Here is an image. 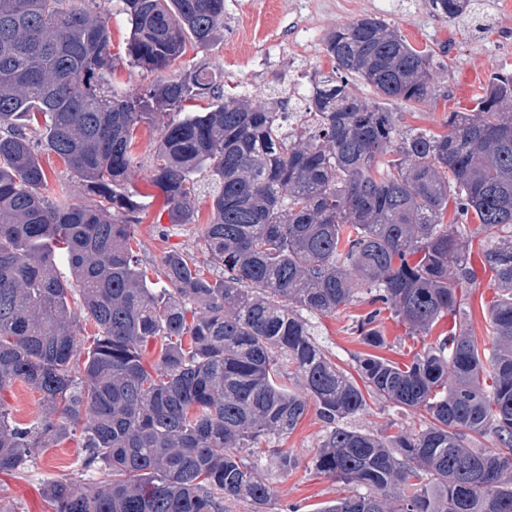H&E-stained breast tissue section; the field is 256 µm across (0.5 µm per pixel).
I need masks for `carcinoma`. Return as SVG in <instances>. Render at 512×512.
Returning a JSON list of instances; mask_svg holds the SVG:
<instances>
[{"label":"carcinoma","instance_id":"carcinoma-1","mask_svg":"<svg viewBox=\"0 0 512 512\" xmlns=\"http://www.w3.org/2000/svg\"><path fill=\"white\" fill-rule=\"evenodd\" d=\"M473 2L430 0L450 19ZM122 3L127 62L160 74L224 25V0ZM111 18L97 0H0V391L21 382L41 405L20 423L0 401V473L77 434L97 479L49 483L52 512H224L228 499L264 512L262 465L298 459L258 444L312 402L325 424L315 469L356 487L316 512H512V234L499 236L512 230V74L448 113L447 133L404 129L385 101L431 97L433 54L361 17L323 38L336 76L312 82L294 122L276 97L255 103L201 67L106 86ZM198 99L205 111H186ZM158 121L151 182L173 224L197 223L200 180L211 187L203 237L219 279L175 249L159 288L132 247L147 208L128 187L134 142ZM44 152L84 201L66 184L45 195ZM471 222L499 289L489 359L462 326L407 364L362 353L356 379L326 356L306 313L367 304L349 334L372 350L387 345L385 312L413 338L457 317L477 279ZM370 398L428 423L349 424Z\"/></svg>","mask_w":512,"mask_h":512}]
</instances>
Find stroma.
<instances>
[{
    "instance_id": "stroma-1",
    "label": "stroma",
    "mask_w": 512,
    "mask_h": 512,
    "mask_svg": "<svg viewBox=\"0 0 512 512\" xmlns=\"http://www.w3.org/2000/svg\"><path fill=\"white\" fill-rule=\"evenodd\" d=\"M365 15L388 20L412 45L429 49L434 55L437 93L418 107H401L402 125L446 133L449 113L474 104L467 92L470 78L485 83L495 72H512V0H479L476 13L455 20L436 15L428 0H224L223 28L210 44L188 46L182 63L224 74L241 91L258 97L267 95L271 82L280 81L284 108L289 111L295 106L294 93L307 91L311 77L332 72L322 50L325 34L336 25ZM110 25L112 53L118 58L113 84L129 90L151 84L156 73L130 65L123 58L130 32L124 16L113 12ZM159 135V128L141 126L136 140L141 165L132 169L128 178L130 188L152 198L135 230L140 243L137 254L143 265L156 273L165 252L188 251L204 266L208 277L221 276V269L208 263L200 225L209 214L208 198L198 203L200 221L196 224H173L162 213L164 197L148 181V144ZM472 261L477 265V279L467 294L466 327L479 346L486 348L490 345L486 306L497 284L491 271L481 267L480 256H473ZM365 310L361 303L333 316L309 318L317 343L338 365L350 364L361 350L348 327L353 317ZM324 432L323 422L311 410L284 440V447L292 449L299 462L288 473L267 474L271 489L267 512H286L292 504L300 505L304 512H315L346 493L343 483L317 473L313 466L312 458ZM79 454L73 440L45 449L26 472L0 474V497H5L16 512H48L47 482L83 481L77 465Z\"/></svg>"
}]
</instances>
